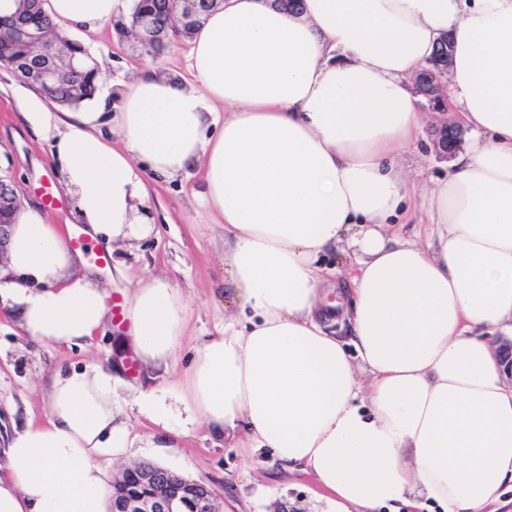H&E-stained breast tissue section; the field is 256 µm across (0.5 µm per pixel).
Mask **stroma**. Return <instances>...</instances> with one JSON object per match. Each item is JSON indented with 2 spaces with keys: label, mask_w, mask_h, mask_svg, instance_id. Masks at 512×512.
Returning a JSON list of instances; mask_svg holds the SVG:
<instances>
[{
  "label": "stroma",
  "mask_w": 512,
  "mask_h": 512,
  "mask_svg": "<svg viewBox=\"0 0 512 512\" xmlns=\"http://www.w3.org/2000/svg\"><path fill=\"white\" fill-rule=\"evenodd\" d=\"M66 39L81 43L101 65L100 90L96 101H115L122 82L148 66L161 67L168 75L188 77L190 43L183 40L161 53L133 46L116 26L98 30L65 31ZM36 88L18 79L0 64V171L15 182L22 207L41 210L47 223L60 227L76 224L73 200L54 165L51 138L35 128L22 114L21 99L36 95ZM459 127L457 113L426 112L415 146L400 160L409 175L411 198H418L431 181L447 175L450 161L440 155L433 134L442 124ZM51 184L62 198L58 210L44 208L43 184ZM150 187L147 232L106 251L104 244L83 238L80 256L71 267L74 275L95 269L109 292L110 303L122 301L125 292L147 277L168 279L185 297L186 330L183 344L168 363L146 364L125 334V325L107 317L95 336L82 345L58 347L38 345L24 335L19 320L0 300V435L28 420H43L47 413L45 386L57 373L101 366L112 370L123 384L119 402L126 403L143 389L163 385L184 373L194 346L224 326V227L201 205L203 173L192 167L178 177L148 178ZM341 257L331 252L321 257L325 280L321 297L327 312L330 335L349 342V324L337 314V302L347 282L337 274ZM135 440L131 448L113 458L106 468L117 479L132 464L153 463L186 478L207 484L217 496L223 512H323L324 492L300 469L274 461L268 449L231 447L229 441L198 426L187 435L165 432L137 411L129 413Z\"/></svg>",
  "instance_id": "35a3bbf8"
}]
</instances>
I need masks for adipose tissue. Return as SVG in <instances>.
Wrapping results in <instances>:
<instances>
[{"label":"adipose tissue","instance_id":"obj_1","mask_svg":"<svg viewBox=\"0 0 512 512\" xmlns=\"http://www.w3.org/2000/svg\"><path fill=\"white\" fill-rule=\"evenodd\" d=\"M54 22L94 29L125 0H48ZM449 38L448 101L469 132L418 206L424 238L389 232L410 201L398 160L422 123L409 77ZM191 77L144 70L119 112H74L52 156L85 233L106 245L148 224L142 177L204 171V207L224 226V329L184 375L138 392L168 432L205 423L304 465L325 512L393 503L485 512L512 483V386L486 332L512 333V0H224L195 32ZM226 110L208 130L216 106ZM116 126L120 146L105 134ZM348 251L350 342L316 321L321 254ZM57 225L17 213L0 292L26 337L73 346L107 316L108 294ZM186 300L165 279L122 302L136 354L167 362ZM110 370L52 377L43 421L0 449V512H107L102 464L131 444Z\"/></svg>","mask_w":512,"mask_h":512}]
</instances>
